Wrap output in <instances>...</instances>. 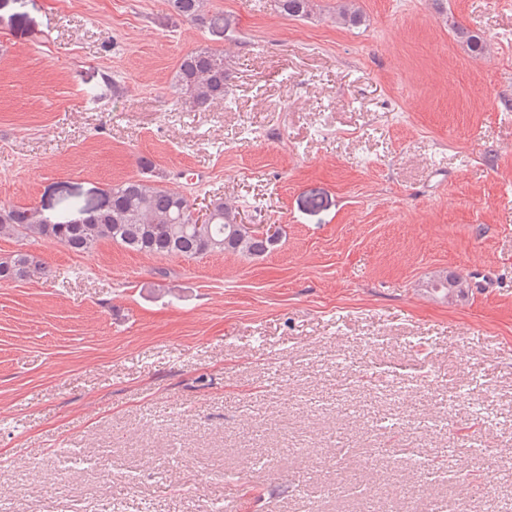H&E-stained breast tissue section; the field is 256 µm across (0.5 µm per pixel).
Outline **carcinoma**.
Wrapping results in <instances>:
<instances>
[{"label":"carcinoma","instance_id":"obj_1","mask_svg":"<svg viewBox=\"0 0 512 512\" xmlns=\"http://www.w3.org/2000/svg\"><path fill=\"white\" fill-rule=\"evenodd\" d=\"M170 6L186 20L207 22V0H169ZM275 8L286 19L309 18L317 13V0H275ZM362 21L355 5L347 3L336 12V23L353 26ZM472 57L484 54L486 42L478 34L454 23ZM230 78L224 52L200 48L179 61L174 84L176 97L171 109L194 112L224 99ZM141 176L111 185L104 209L86 210L82 224L68 222L69 215L47 216L36 209L0 208V239L52 240L76 254H91L97 245L110 241L127 250L150 256L197 258L209 253H233L256 259L270 253L279 239L260 237L237 223L236 212L215 199L204 206V220L192 218L195 202L177 189L154 179V164L139 158ZM34 255L18 251L0 259V280L20 281L35 272Z\"/></svg>","mask_w":512,"mask_h":512}]
</instances>
